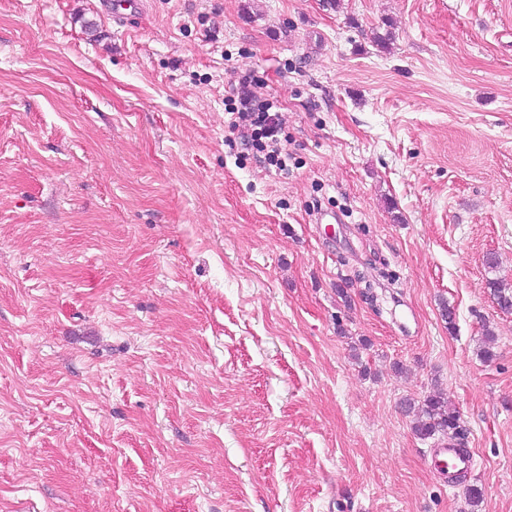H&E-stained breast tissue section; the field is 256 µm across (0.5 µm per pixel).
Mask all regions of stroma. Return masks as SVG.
I'll list each match as a JSON object with an SVG mask.
<instances>
[{
    "label": "stroma",
    "instance_id": "obj_1",
    "mask_svg": "<svg viewBox=\"0 0 512 512\" xmlns=\"http://www.w3.org/2000/svg\"><path fill=\"white\" fill-rule=\"evenodd\" d=\"M101 2L0 0V512H512V0ZM252 82L250 74H244L234 81V87L231 85L232 95L227 98L229 104H225L228 106L225 110L232 115L229 127L231 130L241 128L250 133L248 145L256 153H263L268 165L285 170V158L279 150L284 134L282 123L278 113L272 111L273 102L268 99L259 100L251 92L249 87ZM406 412L416 417L414 431L423 438L436 434L452 433L454 438H460L462 429L458 412L448 405V397L441 391L427 395L416 408L415 402L404 403ZM427 461L437 470L446 469L448 474L468 472L473 466V454L466 448H457L453 443L443 442L432 448Z\"/></svg>",
    "mask_w": 512,
    "mask_h": 512
}]
</instances>
